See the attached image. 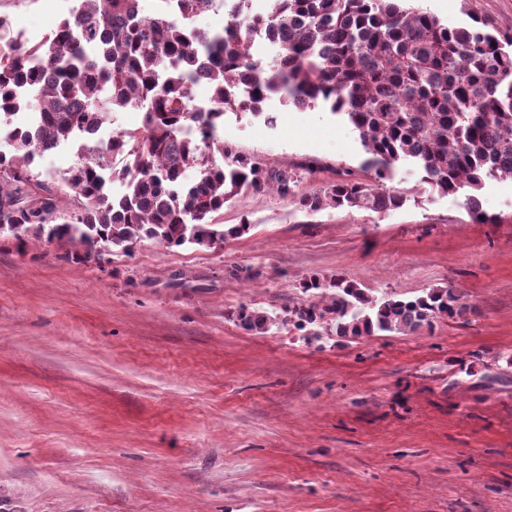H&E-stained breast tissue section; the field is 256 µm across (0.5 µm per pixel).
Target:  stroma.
<instances>
[{
	"label": "stroma",
	"mask_w": 512,
	"mask_h": 512,
	"mask_svg": "<svg viewBox=\"0 0 512 512\" xmlns=\"http://www.w3.org/2000/svg\"><path fill=\"white\" fill-rule=\"evenodd\" d=\"M451 26L512 29V0H416ZM73 0H0L32 41ZM224 143L300 187L369 180L358 132L328 105L271 96L227 112ZM398 209L225 203L250 231L213 249L143 242L76 264L0 239V512H512V180L431 191L397 163ZM343 273L374 294L453 285L473 313L433 333L254 336L225 316L305 301Z\"/></svg>",
	"instance_id": "1"
}]
</instances>
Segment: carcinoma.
Returning <instances> with one entry per match:
<instances>
[{"mask_svg": "<svg viewBox=\"0 0 512 512\" xmlns=\"http://www.w3.org/2000/svg\"><path fill=\"white\" fill-rule=\"evenodd\" d=\"M163 2V12L144 16L137 0H79L35 43L12 36L0 17V130L10 146L0 150V238L20 250L31 240L56 245L76 263L128 255L145 240L212 249L250 230L213 223L249 191L272 190L306 214L400 208L407 196L386 180L406 161L431 189L464 193L473 220L495 223L480 196L487 183L512 180V34L478 18L450 27L400 0H269L246 16L248 0H238L215 29L194 25L212 0ZM258 31L278 46L266 69L252 58ZM201 80L212 91L205 105L194 99ZM271 93L295 107L330 104L359 132L372 182L341 178L302 192L293 170L225 146V111L259 115ZM128 107L143 111V129L91 144L56 187L40 180L44 152L94 135ZM186 126L195 137L181 136ZM118 156L129 160L119 172ZM113 177L126 186L119 196L107 187ZM300 289L313 300L274 315L241 305L228 317L257 336L286 322L307 336L359 340L430 334L442 319L475 312L450 285L376 297L336 273Z\"/></svg>", "mask_w": 512, "mask_h": 512, "instance_id": "cac0c4a2", "label": "carcinoma"}]
</instances>
